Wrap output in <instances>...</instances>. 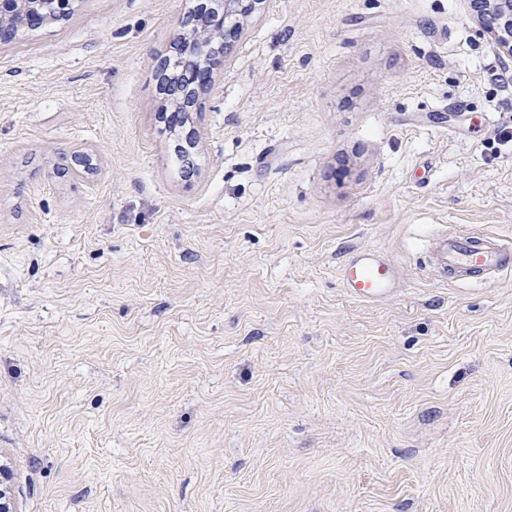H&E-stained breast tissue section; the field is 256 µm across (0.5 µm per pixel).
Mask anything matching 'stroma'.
<instances>
[{
	"label": "stroma",
	"mask_w": 512,
	"mask_h": 512,
	"mask_svg": "<svg viewBox=\"0 0 512 512\" xmlns=\"http://www.w3.org/2000/svg\"><path fill=\"white\" fill-rule=\"evenodd\" d=\"M191 8L74 0L0 47L19 512H512V273L428 262L512 239V59L470 0H259L173 132ZM365 247L378 303L339 280ZM433 259L453 278L484 280L512 271V245L490 235L447 233L436 241ZM340 276L348 295L364 302L388 299L398 284V271L394 263L374 249L353 252L342 265Z\"/></svg>",
	"instance_id": "1"
}]
</instances>
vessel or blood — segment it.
<instances>
[{
	"label": "vessel or blood",
	"mask_w": 512,
	"mask_h": 512,
	"mask_svg": "<svg viewBox=\"0 0 512 512\" xmlns=\"http://www.w3.org/2000/svg\"><path fill=\"white\" fill-rule=\"evenodd\" d=\"M435 264L460 280H484L512 271V244L484 234L448 233L434 246ZM340 276L348 295L364 302L388 299L398 284L394 263L374 249H359L345 261Z\"/></svg>",
	"instance_id": "1"
}]
</instances>
